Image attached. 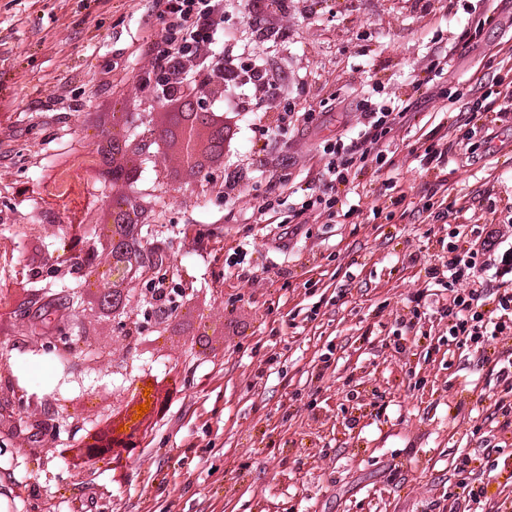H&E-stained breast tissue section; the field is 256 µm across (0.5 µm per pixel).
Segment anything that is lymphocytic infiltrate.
<instances>
[{
  "mask_svg": "<svg viewBox=\"0 0 512 512\" xmlns=\"http://www.w3.org/2000/svg\"><path fill=\"white\" fill-rule=\"evenodd\" d=\"M152 2L162 27L157 38L141 49L145 67L140 79L147 83L152 77H161L173 90L171 96L163 98L162 107L178 115L177 122L169 124L165 135L155 141L154 149L163 155L181 145L185 128L195 123L189 97H208L220 86L225 90L223 99L211 110L207 136L196 140L190 168L204 172L222 166L225 151L235 150L238 143L232 121L247 109L244 101L233 97V90L238 84L248 85L252 98L259 102L276 99L278 85L262 65L225 56L224 0ZM360 110L368 122L367 130L356 138L324 146L326 190L303 200L302 211L317 206L333 211L336 200L331 192L337 185L354 184L368 160L386 164L381 142L391 132L396 117L392 110L369 100ZM503 230V225L485 219L475 225L468 247L452 252L445 264L449 296L439 313L448 320L449 336L464 337L478 350L485 342L512 335V251L501 247ZM490 266L499 282L492 290L482 277Z\"/></svg>",
  "mask_w": 512,
  "mask_h": 512,
  "instance_id": "lymphocytic-infiltrate-1",
  "label": "lymphocytic infiltrate"
}]
</instances>
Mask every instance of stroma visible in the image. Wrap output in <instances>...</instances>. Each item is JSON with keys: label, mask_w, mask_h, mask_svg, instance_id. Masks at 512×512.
Wrapping results in <instances>:
<instances>
[{"label": "stroma", "mask_w": 512, "mask_h": 512, "mask_svg": "<svg viewBox=\"0 0 512 512\" xmlns=\"http://www.w3.org/2000/svg\"><path fill=\"white\" fill-rule=\"evenodd\" d=\"M224 9L225 51L262 61L277 98L246 115L238 153L206 179L174 180L142 154L123 186L97 176V144L108 113L137 111L143 124L111 128L135 137L159 104L132 90L161 26L151 0H0V250L25 274L0 293V398L49 401L36 425L0 409V512H430L457 492L465 457L495 512L512 499L500 385L448 336L437 311L448 283L426 270L454 243L445 201L512 218V116L490 118L512 88V0H334L322 12L288 0L280 32L250 24L239 0ZM442 56L447 70L408 101ZM366 97L411 106L385 139L391 163L338 191L336 220L300 212L323 189L324 144L362 129ZM286 105L318 123L265 135ZM442 136L448 153L426 161ZM275 172L288 192L270 191ZM118 194L144 209L142 250L170 259L141 285L163 284L177 312L148 306L138 346L102 377L83 348L44 355L19 329L54 300L53 335H123L90 290L73 319L85 266L57 274L49 261L73 204ZM244 268L255 281L239 279ZM148 374L179 393L130 465L65 463L93 421L53 435L52 398L104 384L103 415L112 389Z\"/></svg>", "instance_id": "1"}]
</instances>
